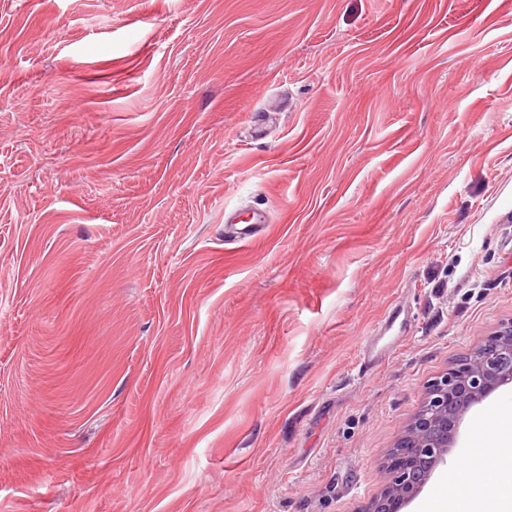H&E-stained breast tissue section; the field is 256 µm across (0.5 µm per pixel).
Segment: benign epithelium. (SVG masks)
<instances>
[{
  "label": "benign epithelium",
  "mask_w": 512,
  "mask_h": 512,
  "mask_svg": "<svg viewBox=\"0 0 512 512\" xmlns=\"http://www.w3.org/2000/svg\"><path fill=\"white\" fill-rule=\"evenodd\" d=\"M512 385V323L494 332L484 344L474 361L466 360L442 374L428 388L424 409L405 436L408 443H401L391 456L390 479L381 495L366 509L376 512L377 506L394 492H405L410 498L419 487L410 484L411 462L430 460L436 467L445 462V457L455 442L463 417L474 404L482 401L496 389ZM464 402L462 413L450 420L445 440L431 443L425 439V430L438 418L448 417V399Z\"/></svg>",
  "instance_id": "obj_1"
}]
</instances>
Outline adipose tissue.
I'll return each mask as SVG.
<instances>
[{"instance_id": "1", "label": "adipose tissue", "mask_w": 512, "mask_h": 512, "mask_svg": "<svg viewBox=\"0 0 512 512\" xmlns=\"http://www.w3.org/2000/svg\"><path fill=\"white\" fill-rule=\"evenodd\" d=\"M469 479L477 491L478 512H504L512 502V428L497 431L492 444L476 449Z\"/></svg>"}]
</instances>
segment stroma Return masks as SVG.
Returning a JSON list of instances; mask_svg holds the SVG:
<instances>
[{"mask_svg":"<svg viewBox=\"0 0 512 512\" xmlns=\"http://www.w3.org/2000/svg\"><path fill=\"white\" fill-rule=\"evenodd\" d=\"M509 321L512 0H0V512H365Z\"/></svg>","mask_w":512,"mask_h":512,"instance_id":"35a3bbf8","label":"stroma"}]
</instances>
